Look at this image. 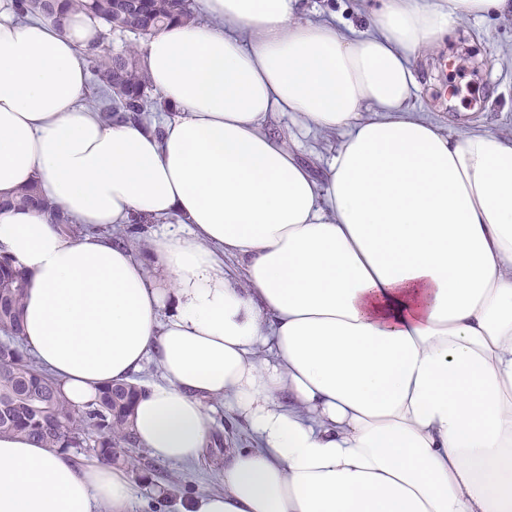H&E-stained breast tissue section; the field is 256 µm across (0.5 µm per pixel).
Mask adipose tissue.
<instances>
[{
  "label": "adipose tissue",
  "mask_w": 512,
  "mask_h": 512,
  "mask_svg": "<svg viewBox=\"0 0 512 512\" xmlns=\"http://www.w3.org/2000/svg\"><path fill=\"white\" fill-rule=\"evenodd\" d=\"M199 3L140 50L157 135L83 104L97 19L0 0V199L53 205L0 208L25 344L78 408L156 364L131 424L159 460L197 461L223 400L250 443L191 512H512V130L426 117L413 65L512 0H382L360 34ZM277 113L341 132L323 175ZM137 215L143 251L109 234ZM132 500L119 467L0 435V512Z\"/></svg>",
  "instance_id": "1"
}]
</instances>
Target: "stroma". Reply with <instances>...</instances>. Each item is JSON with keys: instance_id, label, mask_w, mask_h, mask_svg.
Listing matches in <instances>:
<instances>
[{"instance_id": "1", "label": "stroma", "mask_w": 512, "mask_h": 512, "mask_svg": "<svg viewBox=\"0 0 512 512\" xmlns=\"http://www.w3.org/2000/svg\"><path fill=\"white\" fill-rule=\"evenodd\" d=\"M380 0H305L315 19L335 18L339 29L372 27ZM420 71L431 78L421 91V103L430 117L444 118L449 101L484 119L489 129L512 126V18L491 17L484 21L464 20L443 42L436 54L421 60ZM270 127L292 136L298 151L313 168L339 146V133L314 134L295 125L287 114L272 118ZM148 471L130 473L134 489L131 512H184L193 496L223 488L224 451L207 449L203 459L192 465L152 460Z\"/></svg>"}]
</instances>
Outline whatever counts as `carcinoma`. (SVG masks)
Masks as SVG:
<instances>
[{"instance_id":"cac0c4a2","label":"carcinoma","mask_w":512,"mask_h":512,"mask_svg":"<svg viewBox=\"0 0 512 512\" xmlns=\"http://www.w3.org/2000/svg\"><path fill=\"white\" fill-rule=\"evenodd\" d=\"M16 14L23 18L63 17L85 11L97 17L110 32L150 37L169 24L193 17L190 0H15ZM95 96L93 108L105 123H148V112L166 111L165 104L151 98V82L142 68L137 50L128 47L106 53L103 45L92 46ZM8 204L36 208L45 204L39 187L18 190ZM120 239L135 237L146 243L147 224L133 219L116 232ZM26 277L10 260L0 255V434H22L44 448H86L103 461L122 460L132 469L149 468L147 458L133 453L135 441L129 413L139 394L135 384L109 386L96 402L73 408L58 391L53 378L38 368L22 346V315Z\"/></svg>"}]
</instances>
